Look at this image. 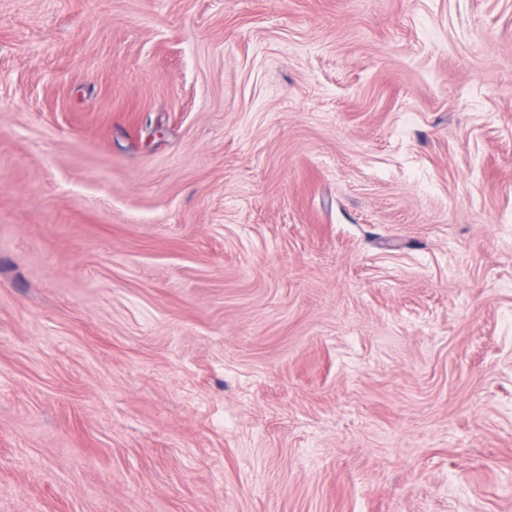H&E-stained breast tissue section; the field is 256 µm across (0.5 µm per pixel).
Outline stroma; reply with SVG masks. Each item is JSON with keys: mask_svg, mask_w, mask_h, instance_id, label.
<instances>
[{"mask_svg": "<svg viewBox=\"0 0 512 512\" xmlns=\"http://www.w3.org/2000/svg\"><path fill=\"white\" fill-rule=\"evenodd\" d=\"M0 512H512V0H0Z\"/></svg>", "mask_w": 512, "mask_h": 512, "instance_id": "1", "label": "stroma"}]
</instances>
